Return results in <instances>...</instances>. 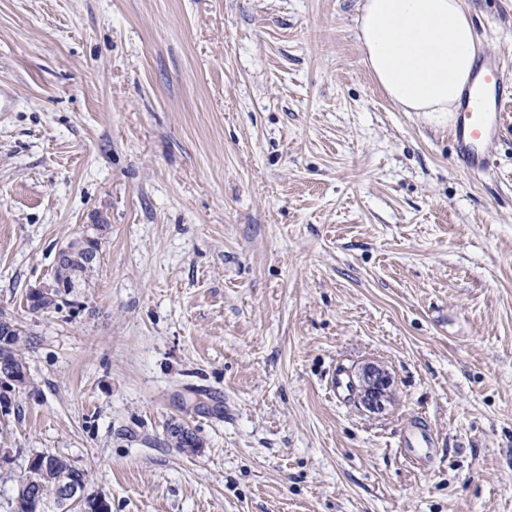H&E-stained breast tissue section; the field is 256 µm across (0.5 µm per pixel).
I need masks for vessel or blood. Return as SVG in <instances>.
Segmentation results:
<instances>
[{
	"instance_id": "1",
	"label": "vessel or blood",
	"mask_w": 512,
	"mask_h": 512,
	"mask_svg": "<svg viewBox=\"0 0 512 512\" xmlns=\"http://www.w3.org/2000/svg\"><path fill=\"white\" fill-rule=\"evenodd\" d=\"M481 71L480 86L469 95L453 131L463 158L473 169L481 165L479 145L498 135L504 106L512 100V86L505 83L499 60H488Z\"/></svg>"
}]
</instances>
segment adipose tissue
Returning <instances> with one entry per match:
<instances>
[{
  "instance_id": "ef3b65f1",
  "label": "adipose tissue",
  "mask_w": 512,
  "mask_h": 512,
  "mask_svg": "<svg viewBox=\"0 0 512 512\" xmlns=\"http://www.w3.org/2000/svg\"><path fill=\"white\" fill-rule=\"evenodd\" d=\"M363 61L402 111L450 126L477 76L478 42L465 0H364Z\"/></svg>"
}]
</instances>
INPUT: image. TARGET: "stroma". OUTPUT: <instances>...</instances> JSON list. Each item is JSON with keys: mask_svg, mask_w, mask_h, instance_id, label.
I'll use <instances>...</instances> for the list:
<instances>
[{"mask_svg": "<svg viewBox=\"0 0 512 512\" xmlns=\"http://www.w3.org/2000/svg\"><path fill=\"white\" fill-rule=\"evenodd\" d=\"M361 2L0 0V314L34 339L0 512L38 453L112 512H512V108L463 165ZM467 5L511 80L512 0ZM101 218L90 286L29 311ZM358 378V384L352 381V388L363 407L372 412L384 410L391 394L389 378L374 369L362 372Z\"/></svg>", "mask_w": 512, "mask_h": 512, "instance_id": "35a3bbf8", "label": "stroma"}]
</instances>
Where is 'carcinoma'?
<instances>
[{
	"label": "carcinoma",
	"instance_id": "1",
	"mask_svg": "<svg viewBox=\"0 0 512 512\" xmlns=\"http://www.w3.org/2000/svg\"><path fill=\"white\" fill-rule=\"evenodd\" d=\"M106 229L107 225L98 224L95 231L82 234L69 243L70 255L62 263L55 265L54 282H78L82 285L89 283L95 269L90 263L89 256L97 250L99 231ZM26 301L29 310L35 313H48L58 309L63 299L60 295L53 299L29 294ZM29 344V335L20 328L0 341V372L15 376L19 391L28 383L24 350ZM170 435L177 448L198 447L194 433L182 426L171 428ZM27 468L29 482L17 487L12 501V512H60L63 505L58 500L57 492L60 486L67 484L77 488L76 505L87 507L91 512H109L108 502L100 503L98 498L85 495V473L72 466L66 459L49 453H40L28 460Z\"/></svg>",
	"mask_w": 512,
	"mask_h": 512
}]
</instances>
